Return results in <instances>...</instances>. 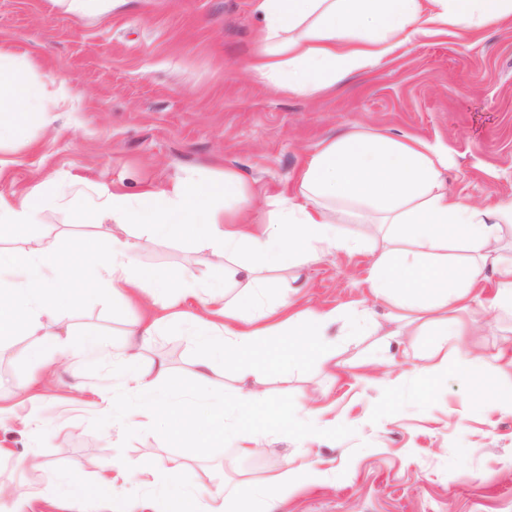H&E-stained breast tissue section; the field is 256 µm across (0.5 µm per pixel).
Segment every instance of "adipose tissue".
Masks as SVG:
<instances>
[{"instance_id": "obj_1", "label": "adipose tissue", "mask_w": 512, "mask_h": 512, "mask_svg": "<svg viewBox=\"0 0 512 512\" xmlns=\"http://www.w3.org/2000/svg\"><path fill=\"white\" fill-rule=\"evenodd\" d=\"M263 20L261 50L251 71L275 89L310 95L353 73L377 67L403 43L439 27L465 33L512 17V0H256ZM44 84L19 80L9 53L0 51V140L32 123H45L41 109ZM441 160L421 141L401 142L350 131L324 143L299 175V193L273 199L276 228L250 238L256 262L241 267L248 289L223 302L217 284L183 272L139 266L135 256L144 242L181 238L206 242L214 253H234L243 238L246 204L216 207L226 193L239 189L232 173L223 182L193 183L173 190L143 192L137 201L123 193L101 190L85 218H111L114 232L100 238L96 250L84 253L82 265L58 261L56 237L32 229L50 207L65 202L68 189L53 176L37 180L21 195H0V342L31 336L30 357L49 365L50 353H64L60 334L41 333L43 313L67 314L81 305L79 287L86 269H96L108 287L127 301L163 297L180 282L183 297L207 293L205 315L189 326L192 345L202 359L195 374L193 401L171 406L159 388L164 365L142 370L137 351L163 326L150 318L130 331L119 369L126 394L135 404L124 409L131 429L155 425L169 417L175 434L191 437L223 428L222 410L207 403L209 371L216 361L238 365L242 377L258 376L269 336L292 337L295 346L321 340L336 311L297 309L293 299L260 307L255 292L260 267H294L312 262L321 249H350L342 224L353 218L379 217L385 247L374 253L365 282L375 300L397 301L399 307L433 315L435 341H452L453 351L473 388L497 400L512 414V359L491 364L473 355L464 338L474 331L473 307L493 315L512 314V201L486 208L450 194ZM135 225L139 234H127ZM491 297H484V290ZM163 472L170 489L160 512H232L245 498L260 512H281L278 489H292L298 473L283 468L272 479L252 482L235 491L218 489L206 499L182 489L181 465L154 460L136 473L148 484ZM63 499L69 512H86L88 503L102 512H135L119 476L102 472L93 484L68 482Z\"/></svg>"}]
</instances>
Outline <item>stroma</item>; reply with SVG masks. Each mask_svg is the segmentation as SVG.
<instances>
[{"mask_svg": "<svg viewBox=\"0 0 512 512\" xmlns=\"http://www.w3.org/2000/svg\"><path fill=\"white\" fill-rule=\"evenodd\" d=\"M255 0H88L73 13L61 0H0V48L22 77L44 81V125L0 142V193L20 192L41 175L69 183L66 205L46 210L44 228L59 240L64 261L99 237L79 213L107 186L135 197L152 188L240 176L254 220H268L270 196L295 195L297 178L327 141L354 128L396 140L416 138L442 152V177L464 200L494 206L512 198V19L467 37L422 35L377 68L308 96L279 91L252 75L249 63L263 26ZM356 250L321 255L301 268L264 269L268 302L293 297L300 309L372 307L354 327L328 326L323 349L289 352L268 337L269 361L255 387L263 412L243 406L236 367L214 363L210 394L225 416L252 434L257 457L244 459L234 441L210 432L173 438L169 426L129 432L122 410L100 416L98 392L121 389L111 360L59 359L51 375L28 357L31 337L0 344V512H63L60 482L90 484L102 470L130 474L146 455L183 466L186 486L207 494L224 484L265 480L283 462L303 469L311 455L325 473L288 497L284 512H512V415L479 396L455 364L431 369L426 330L394 320L389 303H374L364 284L373 225H344ZM248 250L230 259L205 243L148 242L138 264L182 269L224 284L226 299L243 289L237 271ZM82 307L47 315L46 330H68L76 346L94 331L122 346L133 323L154 313L147 301L125 305L101 283L86 285ZM179 316L155 336L143 367L164 363L192 386L199 353L186 336L204 311L180 300ZM487 357L512 347V318H482L466 339ZM332 356L324 368L322 353ZM323 410L328 425L296 415Z\"/></svg>", "mask_w": 512, "mask_h": 512, "instance_id": "1", "label": "stroma"}]
</instances>
